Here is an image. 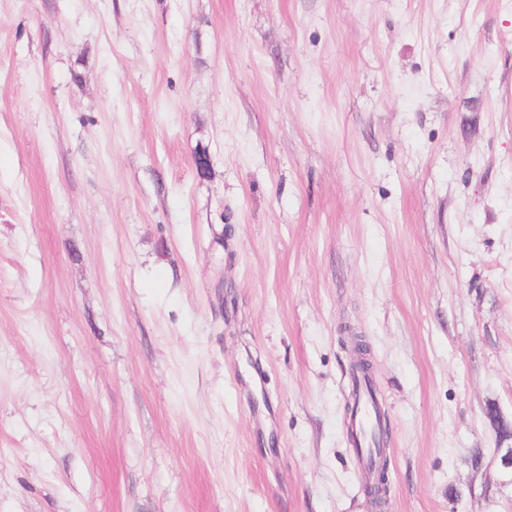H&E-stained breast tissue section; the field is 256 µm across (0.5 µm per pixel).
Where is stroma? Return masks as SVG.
Wrapping results in <instances>:
<instances>
[{
    "instance_id": "obj_1",
    "label": "stroma",
    "mask_w": 512,
    "mask_h": 512,
    "mask_svg": "<svg viewBox=\"0 0 512 512\" xmlns=\"http://www.w3.org/2000/svg\"><path fill=\"white\" fill-rule=\"evenodd\" d=\"M352 334L512 512V0H0V512H375ZM494 428L497 434V448H495V461L498 467V471L502 477H512V446L504 447L502 433L504 428H508L509 434L511 433V426L509 427L503 420H494Z\"/></svg>"
}]
</instances>
